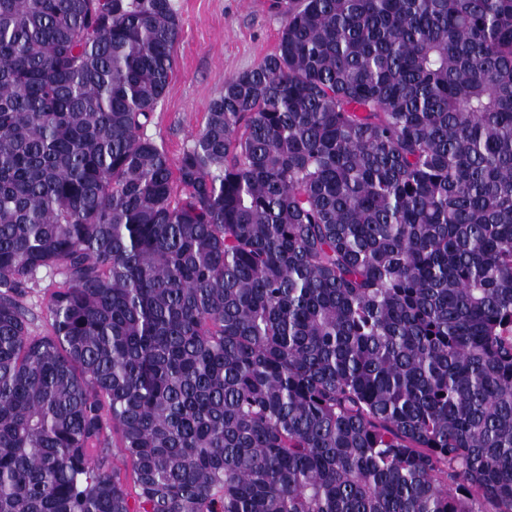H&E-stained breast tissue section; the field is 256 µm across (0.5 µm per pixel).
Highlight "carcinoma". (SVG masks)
<instances>
[{
    "label": "carcinoma",
    "mask_w": 512,
    "mask_h": 512,
    "mask_svg": "<svg viewBox=\"0 0 512 512\" xmlns=\"http://www.w3.org/2000/svg\"><path fill=\"white\" fill-rule=\"evenodd\" d=\"M179 30L0 0V512H512V0H288L174 165ZM39 282L34 288L28 289L23 302L34 314L31 325L32 335L40 336L45 333L47 325V305L52 283L62 281L61 275L42 272L38 275Z\"/></svg>",
    "instance_id": "obj_1"
}]
</instances>
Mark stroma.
Masks as SVG:
<instances>
[{
    "label": "stroma",
    "instance_id": "obj_1",
    "mask_svg": "<svg viewBox=\"0 0 512 512\" xmlns=\"http://www.w3.org/2000/svg\"><path fill=\"white\" fill-rule=\"evenodd\" d=\"M180 19L175 73L144 128L178 161L206 122L209 102L225 77L257 65L274 51L283 18L270 0H172Z\"/></svg>",
    "mask_w": 512,
    "mask_h": 512
}]
</instances>
